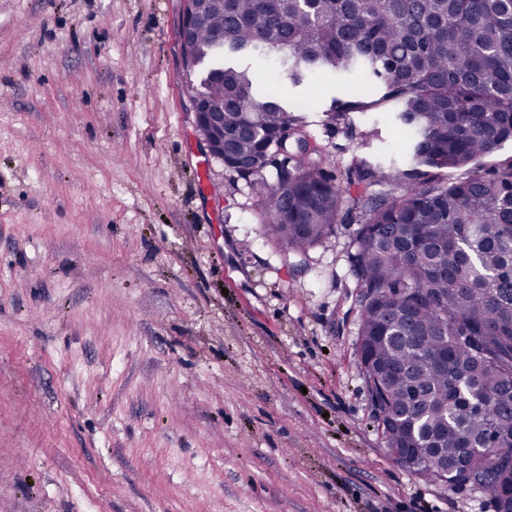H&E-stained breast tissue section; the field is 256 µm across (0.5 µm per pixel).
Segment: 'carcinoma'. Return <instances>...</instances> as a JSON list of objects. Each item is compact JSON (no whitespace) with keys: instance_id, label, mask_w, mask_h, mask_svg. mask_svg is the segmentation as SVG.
<instances>
[{"instance_id":"obj_1","label":"carcinoma","mask_w":512,"mask_h":512,"mask_svg":"<svg viewBox=\"0 0 512 512\" xmlns=\"http://www.w3.org/2000/svg\"><path fill=\"white\" fill-rule=\"evenodd\" d=\"M193 43L186 84L224 98V166L259 197L267 239L305 252L347 201L359 210V359L389 373L363 370L385 446L416 448L396 463L455 488L463 456L503 455L495 479L512 484V155L484 161L512 146V0H205ZM251 56L294 87L316 75L370 85L332 99L323 125L381 114L403 140L342 186Z\"/></svg>"}]
</instances>
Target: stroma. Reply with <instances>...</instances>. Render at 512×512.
Returning <instances> with one entry per match:
<instances>
[{
    "label": "stroma",
    "mask_w": 512,
    "mask_h": 512,
    "mask_svg": "<svg viewBox=\"0 0 512 512\" xmlns=\"http://www.w3.org/2000/svg\"><path fill=\"white\" fill-rule=\"evenodd\" d=\"M180 0H0V512H495L396 464L357 351L356 211L305 253L189 114ZM293 89L327 168L400 133Z\"/></svg>",
    "instance_id": "1"
}]
</instances>
